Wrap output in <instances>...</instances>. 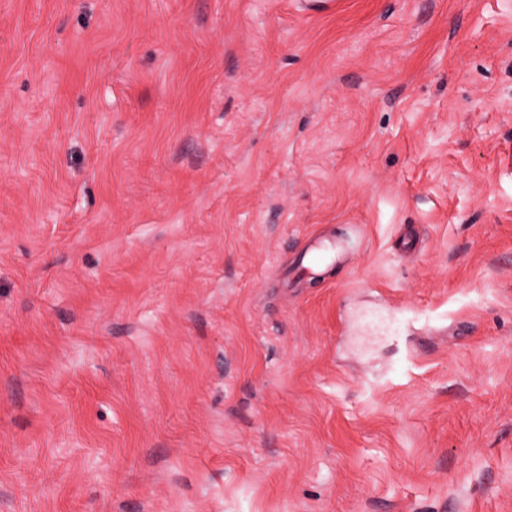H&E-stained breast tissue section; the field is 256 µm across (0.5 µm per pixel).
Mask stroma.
<instances>
[{
  "mask_svg": "<svg viewBox=\"0 0 512 512\" xmlns=\"http://www.w3.org/2000/svg\"><path fill=\"white\" fill-rule=\"evenodd\" d=\"M0 512H512V0H0Z\"/></svg>",
  "mask_w": 512,
  "mask_h": 512,
  "instance_id": "obj_1",
  "label": "stroma"
}]
</instances>
